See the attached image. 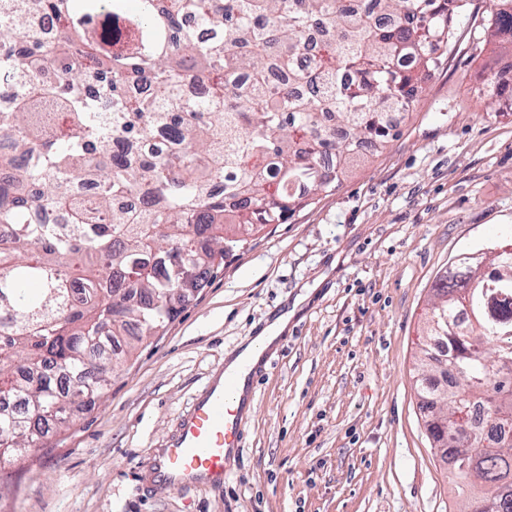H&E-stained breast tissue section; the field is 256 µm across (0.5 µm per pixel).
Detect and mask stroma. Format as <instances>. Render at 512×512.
<instances>
[{
	"mask_svg": "<svg viewBox=\"0 0 512 512\" xmlns=\"http://www.w3.org/2000/svg\"><path fill=\"white\" fill-rule=\"evenodd\" d=\"M469 0L400 137L227 259L48 446L0 468V512H459L419 405L422 329L458 256L512 243V114L480 78L511 60ZM219 487L139 471L214 376L280 315Z\"/></svg>",
	"mask_w": 512,
	"mask_h": 512,
	"instance_id": "1",
	"label": "stroma"
}]
</instances>
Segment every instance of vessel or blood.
Wrapping results in <instances>:
<instances>
[{"mask_svg": "<svg viewBox=\"0 0 512 512\" xmlns=\"http://www.w3.org/2000/svg\"><path fill=\"white\" fill-rule=\"evenodd\" d=\"M239 379H214L196 398L163 447L153 449L140 473L148 490L221 485L239 449L243 412L236 409Z\"/></svg>", "mask_w": 512, "mask_h": 512, "instance_id": "vessel-or-blood-1", "label": "vessel or blood"}]
</instances>
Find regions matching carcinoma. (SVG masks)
<instances>
[{
  "mask_svg": "<svg viewBox=\"0 0 512 512\" xmlns=\"http://www.w3.org/2000/svg\"><path fill=\"white\" fill-rule=\"evenodd\" d=\"M374 2L36 0L32 12L0 0V96L15 95L0 112L11 141L0 152V395L15 403L0 408V461L98 396L132 340L175 318L178 291L338 187L353 142L377 153L398 137L387 113L412 108L467 0ZM490 2V37L512 50V0ZM103 13L126 33L96 36ZM40 17L63 34L43 41ZM313 30L320 40H307ZM192 82L206 95L186 96ZM485 86L497 111L512 110L511 84L494 74ZM130 193L139 210L112 207ZM458 265L463 281L434 286L424 354L448 349L460 381L436 391L421 380V407L443 452L464 460L452 464L462 512H512V442L484 444L450 420L479 403L512 422V247L492 251L489 277L468 254Z\"/></svg>",
  "mask_w": 512,
  "mask_h": 512,
  "instance_id": "1",
  "label": "carcinoma"
}]
</instances>
